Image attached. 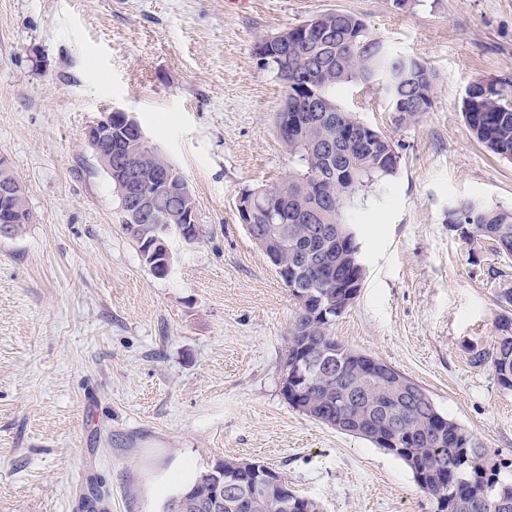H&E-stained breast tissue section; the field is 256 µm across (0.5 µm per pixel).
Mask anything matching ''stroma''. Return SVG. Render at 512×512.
Returning <instances> with one entry per match:
<instances>
[{
    "mask_svg": "<svg viewBox=\"0 0 512 512\" xmlns=\"http://www.w3.org/2000/svg\"><path fill=\"white\" fill-rule=\"evenodd\" d=\"M333 10L435 74L431 110L406 120L377 87L337 95L400 164L351 214L366 274L334 334L512 460V391L468 362L499 336L512 276L492 242L448 222L465 199L512 209V160L461 115L472 81L512 82V0H0V156L32 214L0 233V512H84L94 485L106 512H163L175 474L229 457L282 473L322 512H434L400 459L284 399L295 303L238 216L245 189L289 170L285 88L256 45ZM112 107L195 198L205 235L170 237L165 277L85 140Z\"/></svg>",
    "mask_w": 512,
    "mask_h": 512,
    "instance_id": "obj_1",
    "label": "stroma"
}]
</instances>
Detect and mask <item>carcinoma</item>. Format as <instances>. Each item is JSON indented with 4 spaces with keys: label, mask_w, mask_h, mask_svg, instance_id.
Returning a JSON list of instances; mask_svg holds the SVG:
<instances>
[{
    "label": "carcinoma",
    "mask_w": 512,
    "mask_h": 512,
    "mask_svg": "<svg viewBox=\"0 0 512 512\" xmlns=\"http://www.w3.org/2000/svg\"><path fill=\"white\" fill-rule=\"evenodd\" d=\"M312 21L323 30V40L307 42L291 31L287 74L280 73L276 60L267 65L286 88L277 120L296 123L288 138L280 140L293 167L275 185L251 189L261 200L270 195L280 198L283 215L269 225L284 241L280 263L288 266L291 277L332 305L325 319L312 309L295 307L282 366L293 372L308 357L328 356L333 365L293 385L288 404L401 459L433 502L434 512H512V462L486 459L479 439L444 416L430 395L409 399L398 393L385 375H372L373 356L351 349L334 335L336 321L359 293L357 288L343 287L345 282L356 283L358 272L346 266V254L360 247L346 212L373 185L396 175L399 167V156L388 137L341 106L336 91L349 84L375 85L390 111L413 117L430 111L435 75L418 58L395 53L353 14L328 11ZM317 101L323 112L314 117L309 109ZM462 115L481 145L512 159V84L473 81L465 91ZM322 140L336 143V156L319 151ZM139 164L149 177L147 188L160 218L195 204L176 192L185 177L162 153H141ZM450 223L464 243L487 239L499 253L512 256V209L467 200L451 212ZM325 224L335 229V236L322 242L319 228ZM123 228L144 264L156 272L165 248L156 242L154 225L141 224L133 230L125 223ZM497 301L504 311L501 334L489 348L470 347L469 362L474 368L491 369L499 386L512 391V288L502 290ZM340 382L360 398L337 397ZM240 464L238 459L216 462L196 475L191 487L172 496L165 512H214L212 478ZM242 474L240 487L224 493L223 512H266L261 506L266 499L281 505L275 512H321L317 500L299 495L280 473L277 483L260 486L249 471Z\"/></svg>",
    "instance_id": "carcinoma-1"
}]
</instances>
